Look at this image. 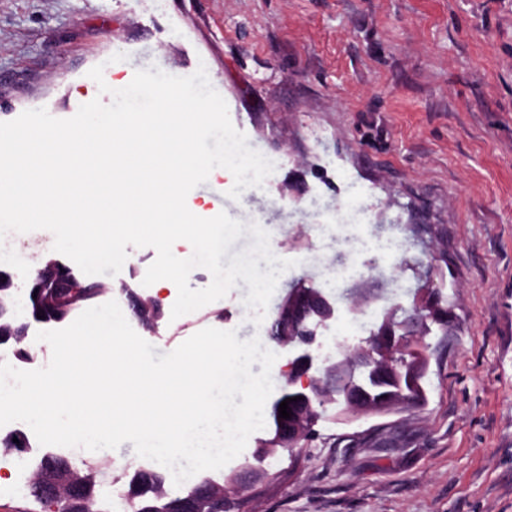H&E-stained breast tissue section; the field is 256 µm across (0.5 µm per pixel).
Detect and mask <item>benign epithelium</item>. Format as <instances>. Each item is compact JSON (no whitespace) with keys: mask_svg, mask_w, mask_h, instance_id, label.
<instances>
[{"mask_svg":"<svg viewBox=\"0 0 512 512\" xmlns=\"http://www.w3.org/2000/svg\"><path fill=\"white\" fill-rule=\"evenodd\" d=\"M34 288H55V297L72 300L77 295V286L71 272L64 266L46 265L34 278ZM419 302L429 311L428 318L445 321L448 313L440 300L424 294ZM333 316L329 300L311 286L299 284L291 288L288 298L280 306L273 324L275 334L294 352L292 363L295 373L281 387L277 397L268 407L270 426L276 437L278 448L290 453L297 451L300 443L314 432L317 416L314 403L317 400L343 399L347 411L357 417H369L389 413L401 405L392 387L407 381L415 401L424 398L421 380L428 363L427 345L415 336L401 335L396 328L383 327L376 332V345L365 349L348 360H338L329 368L318 365L313 354V336H300L302 327L315 321L324 322ZM299 400H294V397ZM291 417H279V405L285 399ZM235 482L243 487L264 484L275 478L267 470L244 465L233 475ZM215 494L213 484L204 482L195 494L175 504L172 512H201Z\"/></svg>","mask_w":512,"mask_h":512,"instance_id":"7a95c632","label":"benign epithelium"}]
</instances>
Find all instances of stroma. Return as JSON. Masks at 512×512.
Segmentation results:
<instances>
[{
	"label": "stroma",
	"mask_w": 512,
	"mask_h": 512,
	"mask_svg": "<svg viewBox=\"0 0 512 512\" xmlns=\"http://www.w3.org/2000/svg\"><path fill=\"white\" fill-rule=\"evenodd\" d=\"M118 53L125 85L152 66L205 67L275 169L236 200L233 176L210 174L186 202L259 224L295 262L258 325L242 281L177 319L163 303L156 330L133 325L155 355L233 330L270 346L282 387L290 354L267 330L300 280L334 306L317 328L326 364L421 293L452 314L447 331L426 325L421 404L367 419L327 409L302 451L264 461L278 484L239 493L235 512H512V0H0V122L111 103L88 72ZM349 205L368 209L364 235L404 242L365 257L358 305L327 279L353 233L328 218ZM127 253L99 278L126 315L125 288L156 294L142 283L155 250Z\"/></svg>",
	"instance_id": "35a3bbf8"
}]
</instances>
